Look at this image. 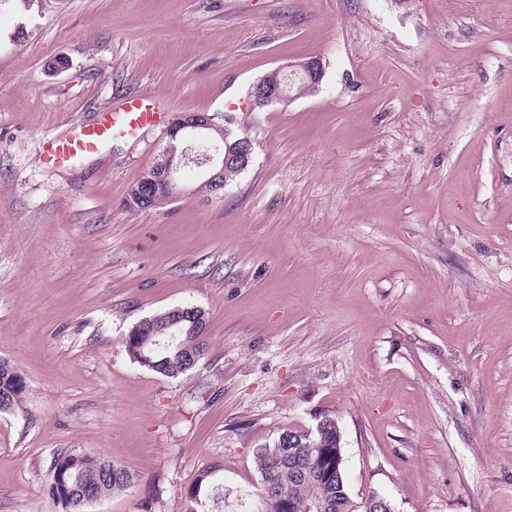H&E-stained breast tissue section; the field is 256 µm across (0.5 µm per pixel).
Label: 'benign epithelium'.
Returning a JSON list of instances; mask_svg holds the SVG:
<instances>
[{"instance_id": "benign-epithelium-1", "label": "benign epithelium", "mask_w": 512, "mask_h": 512, "mask_svg": "<svg viewBox=\"0 0 512 512\" xmlns=\"http://www.w3.org/2000/svg\"><path fill=\"white\" fill-rule=\"evenodd\" d=\"M324 78V67L318 58L278 67L268 75L259 79L251 87V101L255 108L263 109L267 106H275L290 103L298 98L311 94L318 90ZM235 122L234 115H224V145L206 148L198 151V147L207 142V130L214 126L213 116L206 112H190L179 116L170 124L168 130L182 131L190 146L191 153L170 162L168 166L155 177L149 179L147 193L144 199L163 191L176 193L179 188V171L186 165L193 163L199 167H208L209 172H223L224 168L232 166L242 172L249 167L254 153L253 141L247 137H241L235 141H229L231 136L230 124ZM330 431L328 447L336 449V458L342 459V433L338 423L323 416L316 417L315 425L297 429L298 437L310 436L314 433ZM353 512H393L390 502L379 495H365L357 501H351Z\"/></svg>"}]
</instances>
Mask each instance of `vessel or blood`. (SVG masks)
<instances>
[{"label": "vessel or blood", "mask_w": 512, "mask_h": 512, "mask_svg": "<svg viewBox=\"0 0 512 512\" xmlns=\"http://www.w3.org/2000/svg\"><path fill=\"white\" fill-rule=\"evenodd\" d=\"M164 107L156 98H132L112 111L102 113L91 124L78 125L66 134L47 137L44 156L47 163L59 167L74 159L98 153L118 137L132 138L146 127L162 122Z\"/></svg>", "instance_id": "vessel-or-blood-1"}]
</instances>
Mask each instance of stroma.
<instances>
[{
  "label": "stroma",
  "mask_w": 512,
  "mask_h": 512,
  "mask_svg": "<svg viewBox=\"0 0 512 512\" xmlns=\"http://www.w3.org/2000/svg\"><path fill=\"white\" fill-rule=\"evenodd\" d=\"M319 89L250 110L270 71ZM153 95L234 111L254 143L222 194L130 187L163 126L53 167L43 140ZM193 303L207 350L167 377L121 343ZM0 512H55L54 455L120 463L87 512H183L206 467L256 484L284 426L338 422L353 496L512 512V0H0ZM324 74V67L318 58L278 67L253 84L250 91L252 105L254 109H263L289 104L318 90ZM274 76H282L283 83L272 81ZM11 367V372L1 377V385L11 393L8 406L0 408L1 414L11 412L18 407L27 389L25 377L14 365H11Z\"/></svg>",
  "instance_id": "obj_1"
}]
</instances>
